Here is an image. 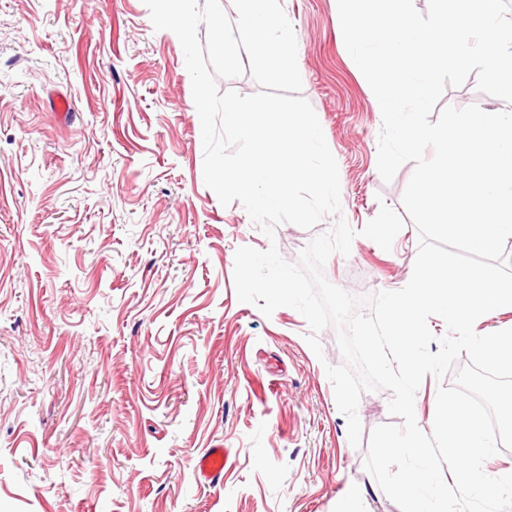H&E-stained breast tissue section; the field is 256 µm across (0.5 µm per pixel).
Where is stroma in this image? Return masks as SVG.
Wrapping results in <instances>:
<instances>
[{
	"instance_id": "35a3bbf8",
	"label": "stroma",
	"mask_w": 512,
	"mask_h": 512,
	"mask_svg": "<svg viewBox=\"0 0 512 512\" xmlns=\"http://www.w3.org/2000/svg\"><path fill=\"white\" fill-rule=\"evenodd\" d=\"M280 3L341 217L402 211L413 166L377 170L381 110L336 0ZM203 157L181 43L143 0H0V512H400L348 440L335 329L316 357L299 312L234 288L239 247L293 262L337 217L267 237ZM417 239L410 222L388 251L356 237L324 274L359 297L400 287ZM217 446L207 486L195 463ZM196 474L200 482L217 483L224 474V448H207L197 460Z\"/></svg>"
}]
</instances>
